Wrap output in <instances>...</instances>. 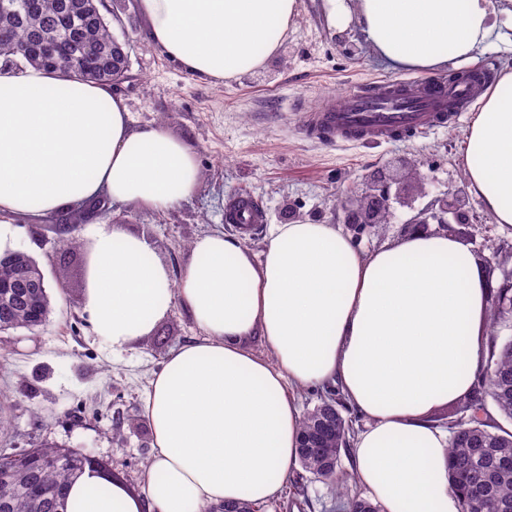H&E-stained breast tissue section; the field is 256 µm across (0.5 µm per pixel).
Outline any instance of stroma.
<instances>
[{"label":"stroma","instance_id":"obj_1","mask_svg":"<svg viewBox=\"0 0 512 512\" xmlns=\"http://www.w3.org/2000/svg\"><path fill=\"white\" fill-rule=\"evenodd\" d=\"M106 18L128 55L124 80L115 85L133 128L162 124L197 153L201 179L181 206L140 210L112 200L94 216L82 207L40 219L16 221L8 248L27 252L43 270L50 298L45 325L0 333V455L42 444L90 454L131 487H138L152 450L143 399L153 374L197 329L174 308L133 351L113 355L83 309L89 222L124 224L155 245L178 273L190 243L219 230L234 233L224 210L234 197L252 195L268 223L309 220L339 224L344 202L357 199L374 170L412 200L396 218L350 230L365 249L400 238L404 223L448 188L466 190L460 156L470 116L437 131L400 141L331 144L302 132L306 113L324 101L384 79H413L379 57L354 24L332 20L323 0H300L299 17L277 56L264 68L218 83L204 82L166 57L148 38V21L135 0L108 5ZM416 162L424 191H416L409 162ZM476 224L465 243L495 267V280L512 276V227L493 223L478 200ZM77 245H70V238ZM339 502L321 482L305 498L282 494L263 512H338Z\"/></svg>","mask_w":512,"mask_h":512}]
</instances>
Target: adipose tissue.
I'll return each mask as SVG.
<instances>
[{"mask_svg":"<svg viewBox=\"0 0 512 512\" xmlns=\"http://www.w3.org/2000/svg\"><path fill=\"white\" fill-rule=\"evenodd\" d=\"M149 37L202 80L262 67L298 0H137ZM393 67L432 74L473 59L498 22L493 0H352ZM460 166L495 223L512 225V66L482 94ZM196 153L163 125L131 130L110 85L0 64V243L17 218L53 216L100 195L145 210L196 191ZM84 310L121 354L174 308L198 335L172 351L143 406L153 452L141 491L86 468L67 512H203L265 505L294 468L298 390L335 386L364 418L351 440L359 484L383 512H460L448 433L435 413L467 395L486 357L485 265L456 236L406 233L372 251L337 224H272L260 254L221 231L191 243L171 275L145 234L86 231ZM261 337L265 355L249 350Z\"/></svg>","mask_w":512,"mask_h":512,"instance_id":"ef3b65f1","label":"adipose tissue"}]
</instances>
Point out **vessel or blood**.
I'll return each instance as SVG.
<instances>
[{
    "mask_svg": "<svg viewBox=\"0 0 512 512\" xmlns=\"http://www.w3.org/2000/svg\"><path fill=\"white\" fill-rule=\"evenodd\" d=\"M489 74L467 80L394 79L361 88L343 104L324 103L303 124L307 137L327 141H389L443 127L465 112ZM264 209L250 196L238 197L224 218L248 232L264 221Z\"/></svg>",
    "mask_w": 512,
    "mask_h": 512,
    "instance_id": "vessel-or-blood-1",
    "label": "vessel or blood"
}]
</instances>
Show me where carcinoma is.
I'll list each match as a JSON object with an SVG mask.
<instances>
[{
    "instance_id": "cac0c4a2",
    "label": "carcinoma",
    "mask_w": 512,
    "mask_h": 512,
    "mask_svg": "<svg viewBox=\"0 0 512 512\" xmlns=\"http://www.w3.org/2000/svg\"><path fill=\"white\" fill-rule=\"evenodd\" d=\"M73 7L65 12L61 0H31L21 18L0 15V55L25 64L56 71L60 59H69V73L88 81L115 84L127 71L122 49L118 47L106 18L100 15L101 0H69ZM35 292L44 301L41 318H47L50 302L41 288L38 265H29ZM490 320L496 325L512 322V288L509 282L493 289ZM6 329L35 324L33 307L18 300L0 299V325ZM512 421V341L497 346V337L488 344L487 369L472 391L448 409L439 420H448V479L459 497L461 512H512V430L491 422L487 402ZM318 425L331 428L330 435L317 447L297 449L301 471L291 482L289 493L305 494L308 479L325 484L340 498L350 497L347 480L339 477L341 452L351 439L349 422L334 398L325 395L313 410L304 415L301 435ZM59 447L43 445L32 449L27 467L17 470L0 460V496L9 493L8 512H45L38 506L36 494L45 488H67L89 465L88 457L75 451L63 463L51 466L47 460L58 456ZM248 502H232L205 512H260Z\"/></svg>"
}]
</instances>
